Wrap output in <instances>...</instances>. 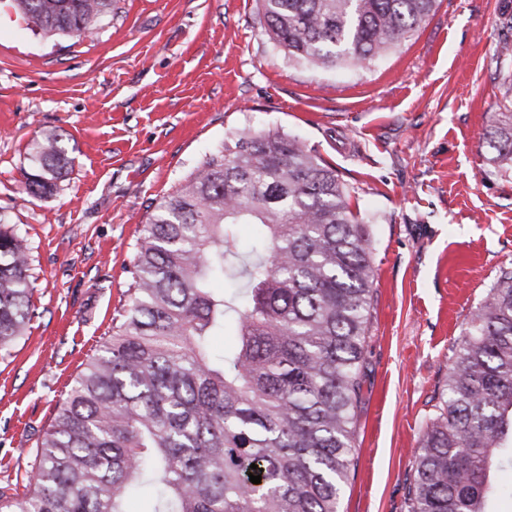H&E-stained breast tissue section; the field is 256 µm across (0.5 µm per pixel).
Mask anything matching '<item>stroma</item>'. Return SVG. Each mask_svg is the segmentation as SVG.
<instances>
[{
  "instance_id": "stroma-1",
  "label": "stroma",
  "mask_w": 512,
  "mask_h": 512,
  "mask_svg": "<svg viewBox=\"0 0 512 512\" xmlns=\"http://www.w3.org/2000/svg\"><path fill=\"white\" fill-rule=\"evenodd\" d=\"M512 0H440L369 67L313 71L256 0H113L91 35L32 31L0 4V221L30 255L35 315L0 355V489L13 493L74 378L112 330L142 224L226 137L318 150L371 216L364 384L343 512H405L422 426L471 311L512 264V171L486 143L512 85ZM57 190L24 173L44 131ZM61 135L47 133L36 142L31 154L32 167L25 173L27 189L34 194H48L68 174L70 160L62 147Z\"/></svg>"
}]
</instances>
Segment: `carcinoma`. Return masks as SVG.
I'll return each mask as SVG.
<instances>
[{"instance_id": "obj_1", "label": "carcinoma", "mask_w": 512, "mask_h": 512, "mask_svg": "<svg viewBox=\"0 0 512 512\" xmlns=\"http://www.w3.org/2000/svg\"><path fill=\"white\" fill-rule=\"evenodd\" d=\"M32 27L82 36L112 0H16ZM265 32L314 70L363 69L417 32L438 0H257ZM512 169V109L487 134ZM61 135L36 142L27 189L68 174ZM312 148L278 130L224 139L154 207L126 268L112 334L40 440L22 496L0 512H339L349 478L371 318L368 215ZM251 224L248 259L233 229ZM214 278L243 288L216 294ZM34 316L29 259L0 223V352ZM234 337L220 357L216 333ZM421 431L406 512H490V474L512 461V265L471 313ZM258 468H250L251 464ZM261 483L250 482V475Z\"/></svg>"}]
</instances>
